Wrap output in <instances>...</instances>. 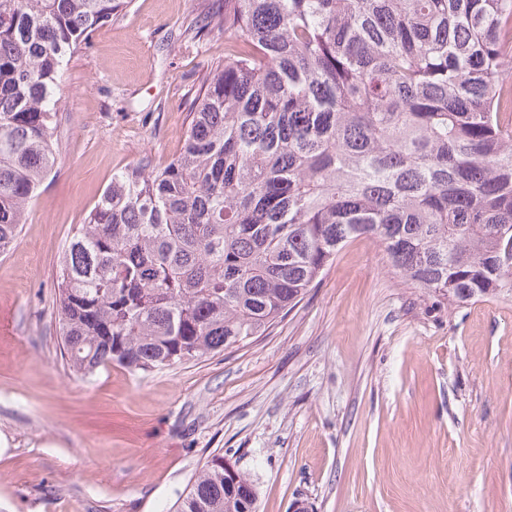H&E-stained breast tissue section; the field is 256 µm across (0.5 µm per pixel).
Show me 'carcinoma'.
I'll return each mask as SVG.
<instances>
[{
  "label": "carcinoma",
  "instance_id": "carcinoma-1",
  "mask_svg": "<svg viewBox=\"0 0 512 512\" xmlns=\"http://www.w3.org/2000/svg\"><path fill=\"white\" fill-rule=\"evenodd\" d=\"M129 0H0V254L56 163L68 61ZM163 166L112 174L62 252L61 355L84 378L245 346L336 254L379 242L412 287L512 294V0H224ZM224 454L177 512H257Z\"/></svg>",
  "mask_w": 512,
  "mask_h": 512
}]
</instances>
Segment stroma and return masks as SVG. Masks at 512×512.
I'll return each instance as SVG.
<instances>
[{
	"label": "stroma",
	"instance_id": "obj_1",
	"mask_svg": "<svg viewBox=\"0 0 512 512\" xmlns=\"http://www.w3.org/2000/svg\"><path fill=\"white\" fill-rule=\"evenodd\" d=\"M220 0H130L71 57L57 161L0 255V512H174L208 456L258 512H512V296L442 305L360 237L267 336L84 379L57 339L63 248L113 172L178 153Z\"/></svg>",
	"mask_w": 512,
	"mask_h": 512
}]
</instances>
